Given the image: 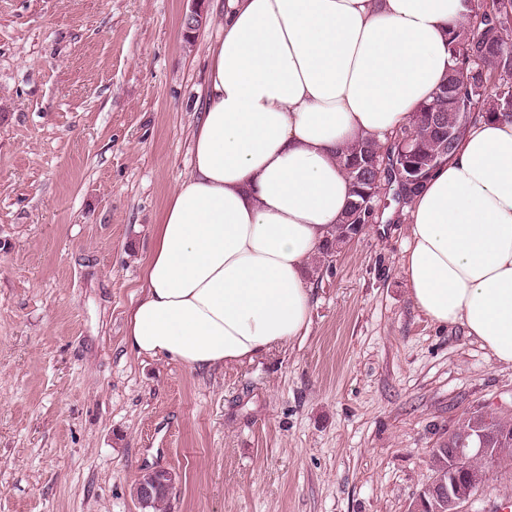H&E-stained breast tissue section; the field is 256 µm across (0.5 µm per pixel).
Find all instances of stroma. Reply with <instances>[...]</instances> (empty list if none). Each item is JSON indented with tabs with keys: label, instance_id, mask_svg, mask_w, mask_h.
<instances>
[{
	"label": "stroma",
	"instance_id": "stroma-1",
	"mask_svg": "<svg viewBox=\"0 0 512 512\" xmlns=\"http://www.w3.org/2000/svg\"><path fill=\"white\" fill-rule=\"evenodd\" d=\"M226 0H0V512H408L462 411L512 410V367L432 324L401 269L406 205L314 258L311 324L197 372L139 356L126 317L192 167ZM512 500L490 467L468 512ZM162 476L163 473H159L152 469L142 472L139 478L135 481L134 495L141 508L144 509V511L146 512L168 511L171 493L164 488L160 489L152 499V502L146 506L141 505L139 498V490L141 484L154 485Z\"/></svg>",
	"mask_w": 512,
	"mask_h": 512
}]
</instances>
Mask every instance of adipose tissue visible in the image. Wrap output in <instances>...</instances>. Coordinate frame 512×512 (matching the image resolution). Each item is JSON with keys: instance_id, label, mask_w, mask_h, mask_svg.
Wrapping results in <instances>:
<instances>
[{"instance_id": "1", "label": "adipose tissue", "mask_w": 512, "mask_h": 512, "mask_svg": "<svg viewBox=\"0 0 512 512\" xmlns=\"http://www.w3.org/2000/svg\"><path fill=\"white\" fill-rule=\"evenodd\" d=\"M463 0H227L192 171L154 228L125 340L197 371L295 341L306 269L350 199L342 145L385 141L440 84ZM415 307L512 366V119L469 127L409 209Z\"/></svg>"}]
</instances>
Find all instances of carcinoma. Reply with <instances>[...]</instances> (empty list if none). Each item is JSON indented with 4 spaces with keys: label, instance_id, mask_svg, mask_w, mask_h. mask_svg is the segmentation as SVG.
<instances>
[{
    "label": "carcinoma",
    "instance_id": "cac0c4a2",
    "mask_svg": "<svg viewBox=\"0 0 512 512\" xmlns=\"http://www.w3.org/2000/svg\"><path fill=\"white\" fill-rule=\"evenodd\" d=\"M468 20L449 32L454 64L419 104L408 123L385 143L364 139L342 147L337 160L351 182V200L336 226V237L320 250L326 260L351 235L375 220L381 191L409 204L434 169L455 151L478 119L512 118V0H466ZM494 448L471 468L486 478L484 465L512 469V415L482 409L463 412L448 438L431 452L433 478L448 482V449ZM170 492L160 489L144 512H168Z\"/></svg>",
    "mask_w": 512,
    "mask_h": 512
}]
</instances>
